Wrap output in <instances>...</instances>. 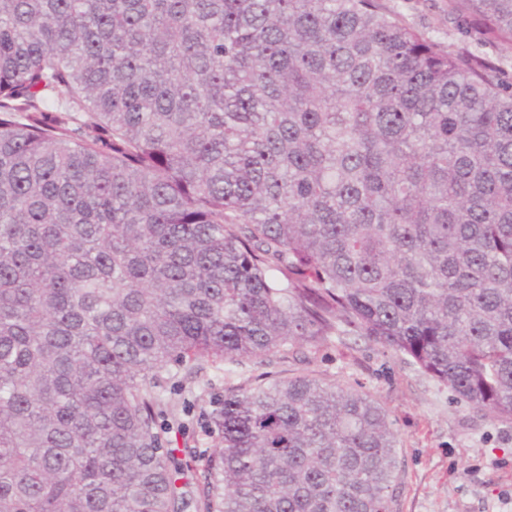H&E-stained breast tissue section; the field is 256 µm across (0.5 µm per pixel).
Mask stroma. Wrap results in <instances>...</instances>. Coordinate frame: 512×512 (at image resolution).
I'll return each mask as SVG.
<instances>
[{
    "mask_svg": "<svg viewBox=\"0 0 512 512\" xmlns=\"http://www.w3.org/2000/svg\"><path fill=\"white\" fill-rule=\"evenodd\" d=\"M381 4L386 14L445 50L490 60L495 78L512 82V45L476 34L449 0ZM267 375H308L348 385L387 409L398 456L390 512H512V421L459 402L405 357L354 333L296 346L283 358L164 370L160 392L168 438L184 464L201 469L221 448L211 415L225 387Z\"/></svg>",
    "mask_w": 512,
    "mask_h": 512,
    "instance_id": "stroma-1",
    "label": "stroma"
}]
</instances>
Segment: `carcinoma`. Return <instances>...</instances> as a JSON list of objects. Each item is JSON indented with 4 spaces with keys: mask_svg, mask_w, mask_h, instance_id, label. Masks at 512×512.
<instances>
[{
    "mask_svg": "<svg viewBox=\"0 0 512 512\" xmlns=\"http://www.w3.org/2000/svg\"><path fill=\"white\" fill-rule=\"evenodd\" d=\"M452 2L512 44V0ZM492 72L379 0H0V512H185L161 372L331 336L512 421ZM212 424L202 512H389L359 390L261 379Z\"/></svg>",
    "mask_w": 512,
    "mask_h": 512,
    "instance_id": "cac0c4a2",
    "label": "carcinoma"
}]
</instances>
